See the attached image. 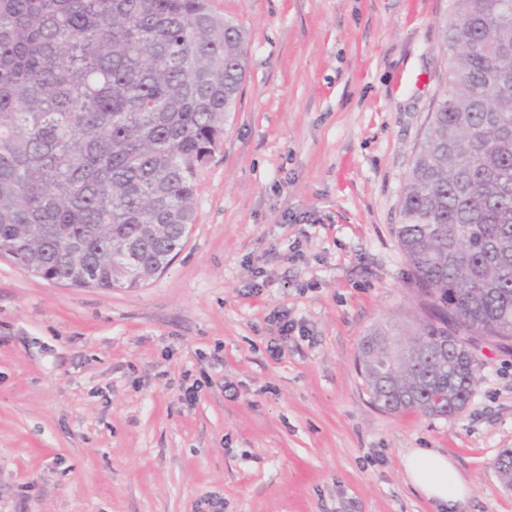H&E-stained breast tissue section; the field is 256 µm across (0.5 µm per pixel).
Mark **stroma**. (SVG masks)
<instances>
[{
  "instance_id": "1",
  "label": "stroma",
  "mask_w": 512,
  "mask_h": 512,
  "mask_svg": "<svg viewBox=\"0 0 512 512\" xmlns=\"http://www.w3.org/2000/svg\"><path fill=\"white\" fill-rule=\"evenodd\" d=\"M211 5L245 77L170 266L107 290L0 257V512H450L405 482L411 448L469 484L451 512H512V346L478 341L450 418L384 411L356 365L420 312L394 227L448 0Z\"/></svg>"
}]
</instances>
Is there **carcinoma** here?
<instances>
[{
    "label": "carcinoma",
    "mask_w": 512,
    "mask_h": 512,
    "mask_svg": "<svg viewBox=\"0 0 512 512\" xmlns=\"http://www.w3.org/2000/svg\"><path fill=\"white\" fill-rule=\"evenodd\" d=\"M445 92L399 201L421 316L378 326L359 368L378 406L452 417L479 338L512 340V0H448ZM246 34L209 0H0V255L47 281L139 288L197 216Z\"/></svg>",
    "instance_id": "carcinoma-1"
}]
</instances>
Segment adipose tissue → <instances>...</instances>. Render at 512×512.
Masks as SVG:
<instances>
[{
  "mask_svg": "<svg viewBox=\"0 0 512 512\" xmlns=\"http://www.w3.org/2000/svg\"><path fill=\"white\" fill-rule=\"evenodd\" d=\"M406 482L427 499L455 508L468 487L447 455L431 448H413L403 457Z\"/></svg>",
  "mask_w": 512,
  "mask_h": 512,
  "instance_id": "1",
  "label": "adipose tissue"
}]
</instances>
